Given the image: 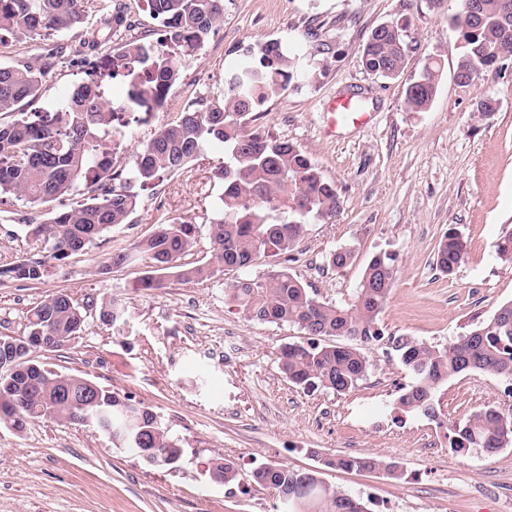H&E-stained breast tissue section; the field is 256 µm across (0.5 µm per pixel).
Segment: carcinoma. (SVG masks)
<instances>
[{
    "label": "carcinoma",
    "mask_w": 512,
    "mask_h": 512,
    "mask_svg": "<svg viewBox=\"0 0 512 512\" xmlns=\"http://www.w3.org/2000/svg\"><path fill=\"white\" fill-rule=\"evenodd\" d=\"M144 2L152 16L162 19L167 40L192 50L224 21V0ZM468 2L459 0V10L451 18L462 40L456 68L462 83L512 58V0H477L476 14L468 12ZM106 8L111 14L105 23L115 30L128 26L119 0H109ZM87 18L85 0H0V42L7 37L21 41L43 33L73 32L84 27ZM408 49L406 26L382 24L362 46L361 62L375 77L395 79L404 70ZM61 53L62 48L50 46L36 62L19 60L0 68V112L20 113L13 123L0 124V203L13 195L47 207L82 188L88 197L76 206L51 211L44 221L25 223L33 249L44 257L26 256L0 266V282L39 281L46 276L47 259L63 261L80 254L127 223L138 196L116 166L111 139L118 128L139 122L137 113L164 105L180 79L170 53L135 38L113 56L112 77L122 78L124 95L109 99L100 82L91 80L48 109L24 112L23 106L38 95L44 72ZM253 57L251 67L225 78L222 97L188 102L137 152L131 180L147 187L188 168L207 147H224V162L214 170L222 189L221 215L210 225L206 255L181 262L196 245L195 225L190 222L154 225L134 246L148 264L140 282L146 290L164 287L168 274L205 282L269 255L288 261L305 235L307 220H329L340 209L336 185L298 146L251 126L254 111L285 90L292 72L300 68V58L290 56L274 39L257 45ZM440 69L439 62L429 58L420 77L407 85L405 99L412 110L421 112L432 104ZM466 254V241L450 228L438 245L437 265L451 274ZM353 259L352 249L341 248L330 254L329 264L342 269ZM395 277L392 258L384 254L370 260L352 297L342 303L319 300L286 269L264 279L238 277L226 285L224 296L249 320L287 324L310 337L306 344L280 348L279 369L289 382L307 391L342 395L368 374L370 364L361 347L384 336L379 315ZM86 318V308L61 291L31 310L25 335L0 336V357L19 352L15 374L0 377V423L17 432L39 419L90 426L154 467H178L184 456L181 439L154 411L85 377L39 373L34 368L36 361L24 350L25 339L51 336L48 351L58 352L82 332ZM319 337L330 342L321 343ZM337 338L343 342H335ZM396 348L413 373L397 409L437 420L442 410L435 394L451 378L479 373L512 380V300L446 346L402 337ZM448 431L453 452L480 448L493 455L512 446V408L486 407L464 419H450ZM322 465L400 476L397 464L374 456L326 457ZM207 470L225 485L239 474L236 464L223 458L210 460ZM252 480L273 493L281 512H369L362 500L325 483L315 470L269 463L253 469Z\"/></svg>",
    "instance_id": "cac0c4a2"
}]
</instances>
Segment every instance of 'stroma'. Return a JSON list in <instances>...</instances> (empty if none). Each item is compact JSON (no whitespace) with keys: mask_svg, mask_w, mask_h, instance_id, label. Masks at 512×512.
I'll list each match as a JSON object with an SVG mask.
<instances>
[{"mask_svg":"<svg viewBox=\"0 0 512 512\" xmlns=\"http://www.w3.org/2000/svg\"><path fill=\"white\" fill-rule=\"evenodd\" d=\"M124 2L130 28H103L99 38L115 45L164 39L143 0ZM457 10L458 0H224L223 23L197 53L174 54L180 81L164 107L128 128L117 153L119 167L131 168L141 145L188 99L223 96L225 77L251 61L256 45L275 39L301 56V70L260 108L257 123L299 146L335 182L340 210L308 224L292 262L269 257L241 274L263 279L285 268L319 300L339 303L351 298L374 255L391 254L396 280L380 315L384 337L365 350L367 377L343 395L288 383L275 354L304 334L247 320L224 297L225 275L204 283L169 277L164 288H139L147 268L132 250L155 224H195L193 257L204 256L217 216L212 169L224 158L222 147H210L185 171L139 190L128 223L84 253L49 261L38 282L0 284V336L25 334L30 309L60 291L87 308L80 336L62 351L36 353V361L149 407L181 439L180 467H148L88 426L42 420L18 433L0 424V512H276L271 491L250 480L254 468L274 462L319 471L370 512H512V447L492 456L478 448L457 454L445 425L395 408L412 379L394 348L398 338L448 345L512 299V265L496 255L498 239L512 229V59L459 83L461 39L448 24ZM397 20L409 23L406 67L399 78L381 80L365 71L359 51L375 27ZM431 56L441 61L437 94L427 110L414 112L405 89ZM111 72L112 58L100 50L82 64L62 60L46 71L34 106L50 107L91 78L122 96ZM355 95L367 113L358 125L329 109ZM489 98L496 110L480 116ZM31 212L24 200L0 205V265L32 255L21 222ZM451 227L465 238L467 256L448 275L436 252ZM343 247L354 248L355 258L334 268L329 256ZM116 252L131 258L112 265ZM108 300L124 311L121 328L98 317ZM511 384L462 375L436 397L445 417L462 419L505 407ZM333 455L375 456L397 463L401 475L322 468L321 458ZM217 457L237 463L238 483L211 482L205 465Z\"/></svg>","mask_w":512,"mask_h":512,"instance_id":"obj_1","label":"stroma"}]
</instances>
